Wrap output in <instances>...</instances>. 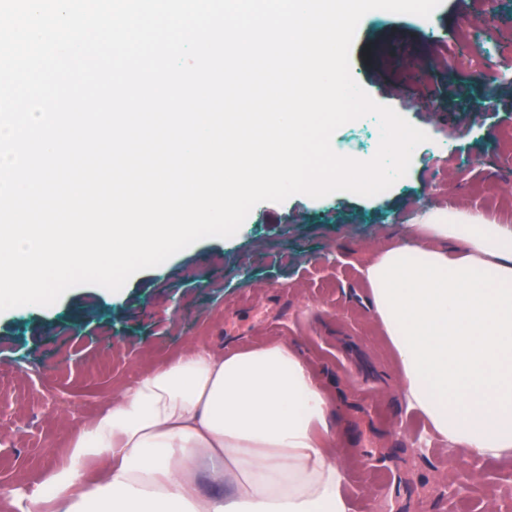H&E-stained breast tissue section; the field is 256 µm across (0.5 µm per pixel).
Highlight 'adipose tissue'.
Returning a JSON list of instances; mask_svg holds the SVG:
<instances>
[{
  "instance_id": "1",
  "label": "adipose tissue",
  "mask_w": 512,
  "mask_h": 512,
  "mask_svg": "<svg viewBox=\"0 0 512 512\" xmlns=\"http://www.w3.org/2000/svg\"><path fill=\"white\" fill-rule=\"evenodd\" d=\"M362 275L408 408L455 453L512 458V224L426 211ZM330 408L296 342L191 346L73 438L94 466L52 475L55 512H351Z\"/></svg>"
}]
</instances>
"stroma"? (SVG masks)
<instances>
[{"mask_svg":"<svg viewBox=\"0 0 512 512\" xmlns=\"http://www.w3.org/2000/svg\"><path fill=\"white\" fill-rule=\"evenodd\" d=\"M494 23L476 31L482 11ZM352 77L429 139L380 197L339 191L256 205L238 234L206 238L133 275L121 290L83 285L47 307L0 313V476L25 497L70 464V442L140 370L193 343L219 350L300 342L333 393L336 427L354 466L353 512H512V459L474 463L470 492L439 440H416L389 350L363 302L359 269L427 208L512 222V0H444L431 28L407 14L367 13L350 53ZM377 121L339 127L334 152L365 158ZM61 390L64 404L46 399Z\"/></svg>","mask_w":512,"mask_h":512,"instance_id":"35a3bbf8","label":"stroma"}]
</instances>
